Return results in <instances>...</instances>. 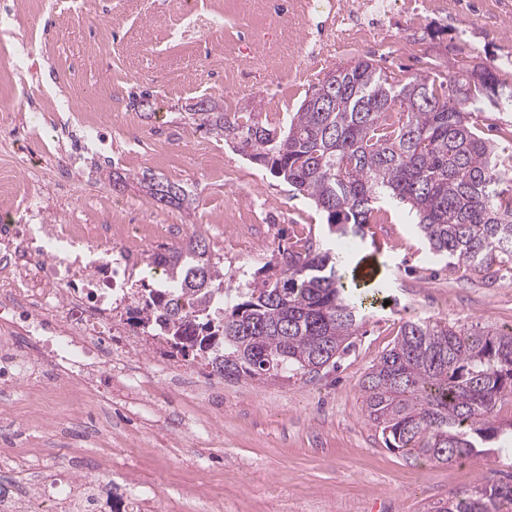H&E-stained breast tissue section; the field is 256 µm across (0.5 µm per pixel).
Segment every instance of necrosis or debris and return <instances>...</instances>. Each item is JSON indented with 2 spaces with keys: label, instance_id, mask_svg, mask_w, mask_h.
<instances>
[{
  "label": "necrosis or debris",
  "instance_id": "obj_1",
  "mask_svg": "<svg viewBox=\"0 0 512 512\" xmlns=\"http://www.w3.org/2000/svg\"><path fill=\"white\" fill-rule=\"evenodd\" d=\"M349 21L359 46L375 36L398 7L418 15L417 0H328ZM27 220H11V197L0 195V380L38 381V398L76 392L85 402L104 400L102 386L115 381L143 394L149 377L128 368L137 344L113 345L122 311L134 299L131 276L146 261L155 237L147 224L51 223L40 200L23 202ZM112 477L109 460L83 474L30 487L24 498L0 489V512L17 502L39 512H112L100 487Z\"/></svg>",
  "mask_w": 512,
  "mask_h": 512
}]
</instances>
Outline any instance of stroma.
<instances>
[{
  "mask_svg": "<svg viewBox=\"0 0 512 512\" xmlns=\"http://www.w3.org/2000/svg\"><path fill=\"white\" fill-rule=\"evenodd\" d=\"M13 35L0 36V175L43 198L49 219L84 224H166L162 247L189 237L206 239L222 257L224 283L263 262L252 249L277 255L296 239L313 236L333 246L324 216L287 183L251 163L232 144L206 134L182 107L209 98L228 111L241 107L272 119L296 111L311 86L328 72L370 58L403 80L424 62L446 68L447 47L460 44L488 64L512 63V0H438L426 12L432 27L422 39L397 14L377 42L357 47L335 14L320 10L325 36L314 52L301 53L303 15L261 23L244 0H7ZM41 47L22 61L23 40ZM72 101L77 112L105 121L110 157L92 159L74 176L58 179L55 157H42L37 142L27 155L6 154L26 126L52 128L57 116L33 106L42 89ZM151 92L155 110L134 107ZM129 175L113 189V173ZM181 183L194 199L190 210L158 207L139 187L142 175ZM122 203L114 214L113 203ZM261 208L256 223L238 224L237 211ZM350 266L370 263V286L381 301L350 350L316 377L224 380L191 363L193 389L208 406L156 389L152 424L119 408L78 409L73 399L44 402L31 412L25 392L0 393V447L40 437L55 472H67L69 448L112 460V481L136 482L156 491L159 512H209L222 496L224 512H429L452 492L505 479L508 469L489 458L450 464L408 458L386 448L369 422L359 383L390 349L402 323L422 318L465 327H512V279L487 282L471 268H446L432 255L416 224L400 206L383 223L369 225L349 242ZM108 429L111 448L93 447L91 431Z\"/></svg>",
  "mask_w": 512,
  "mask_h": 512,
  "instance_id": "35a3bbf8",
  "label": "stroma"
}]
</instances>
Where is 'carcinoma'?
<instances>
[{"label":"carcinoma","instance_id":"obj_1","mask_svg":"<svg viewBox=\"0 0 512 512\" xmlns=\"http://www.w3.org/2000/svg\"><path fill=\"white\" fill-rule=\"evenodd\" d=\"M452 51L448 76L425 70L402 84L374 60H354L279 126L211 99L185 112L310 200L337 240L363 236L384 204H402L435 256L495 275L512 270V153L483 136L478 115L512 112V80ZM139 184L165 206L193 205L176 182L144 175ZM150 265L164 278L135 290L132 325L163 331L178 354L226 380L319 374L350 349L377 301L347 276L345 253L310 238L235 288L199 236ZM359 388L388 448L438 464L499 453L512 434V420H498L512 403V329L407 320ZM434 512H512V475L453 493Z\"/></svg>","mask_w":512,"mask_h":512}]
</instances>
